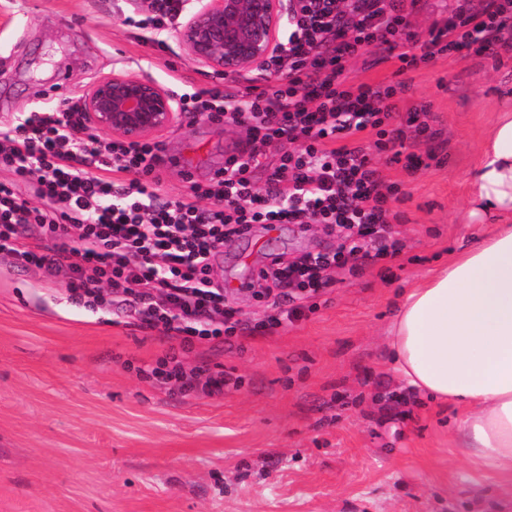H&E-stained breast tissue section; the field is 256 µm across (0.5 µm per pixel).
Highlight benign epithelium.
<instances>
[{
    "mask_svg": "<svg viewBox=\"0 0 512 512\" xmlns=\"http://www.w3.org/2000/svg\"><path fill=\"white\" fill-rule=\"evenodd\" d=\"M293 0H195L178 42L197 65L235 76L261 70L286 48ZM82 121L123 141L152 139L185 118L179 99L155 80L113 72L94 81L80 102Z\"/></svg>",
    "mask_w": 512,
    "mask_h": 512,
    "instance_id": "obj_1",
    "label": "benign epithelium"
}]
</instances>
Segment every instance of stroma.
<instances>
[{"mask_svg":"<svg viewBox=\"0 0 512 512\" xmlns=\"http://www.w3.org/2000/svg\"><path fill=\"white\" fill-rule=\"evenodd\" d=\"M131 12L128 0H0V127L53 108L61 77L74 96L118 71L173 92L264 77H216L173 30L165 49L145 44L123 23ZM344 75L408 83L398 121L430 103L433 136L414 174L384 168L400 185L403 251L320 290L294 325L186 350L77 301L65 278L0 259V512H512V485L481 477L450 440L454 411L403 388L387 355L398 302L488 230L469 221L468 175L512 103V48L451 51L403 72L364 49ZM243 139L204 119L159 135L170 197L207 184ZM335 247L319 225L258 226L225 243L212 279H248L225 301L235 319L258 320L269 308L251 268ZM174 354L233 387L197 397L145 378Z\"/></svg>","mask_w":512,"mask_h":512,"instance_id":"stroma-1","label":"stroma"}]
</instances>
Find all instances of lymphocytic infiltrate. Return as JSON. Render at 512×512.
<instances>
[{"mask_svg":"<svg viewBox=\"0 0 512 512\" xmlns=\"http://www.w3.org/2000/svg\"><path fill=\"white\" fill-rule=\"evenodd\" d=\"M415 0H297L283 54L266 64V82L233 93L213 88L181 94L185 112L223 116L245 127L247 145L220 178L164 199L160 146L114 141L81 123L77 106L34 112L0 128V257L66 274L67 288L88 304H105L171 338L223 339L233 313L223 286L210 278L225 241L261 224H320L337 234L335 252L274 260L257 279L274 292L272 314L259 329L293 325L314 309L321 288L362 273L374 258L399 255L388 202L398 192L375 159L391 146L423 145L427 122L395 126L406 82L352 83L343 63L365 47L395 55L404 67L449 50L512 47V0H458L427 39L412 31ZM182 0H150L128 26L175 29ZM280 147L275 164L266 148ZM265 170L264 184L254 174ZM38 185L39 205L16 192ZM150 378L184 394H223L221 376H202L180 361L156 366Z\"/></svg>","mask_w":512,"mask_h":512,"instance_id":"1","label":"lymphocytic infiltrate"}]
</instances>
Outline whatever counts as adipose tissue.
<instances>
[{
  "mask_svg": "<svg viewBox=\"0 0 512 512\" xmlns=\"http://www.w3.org/2000/svg\"><path fill=\"white\" fill-rule=\"evenodd\" d=\"M477 243L430 271L390 327L395 376L447 404L476 468L512 480V110L499 113L471 174Z\"/></svg>",
  "mask_w": 512,
  "mask_h": 512,
  "instance_id": "obj_1",
  "label": "adipose tissue"
}]
</instances>
